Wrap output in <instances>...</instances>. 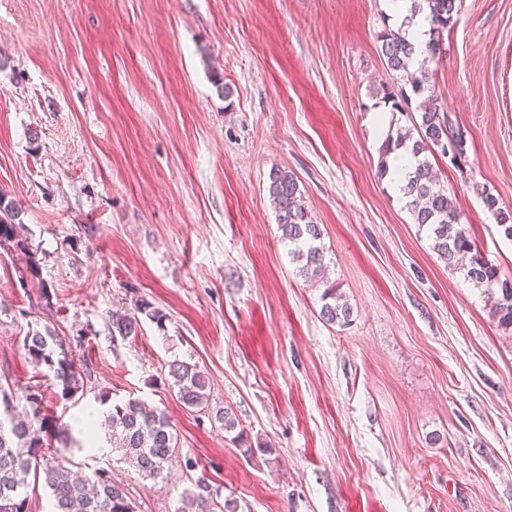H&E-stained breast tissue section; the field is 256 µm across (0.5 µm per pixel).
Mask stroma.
I'll return each mask as SVG.
<instances>
[{"instance_id":"35a3bbf8","label":"stroma","mask_w":512,"mask_h":512,"mask_svg":"<svg viewBox=\"0 0 512 512\" xmlns=\"http://www.w3.org/2000/svg\"><path fill=\"white\" fill-rule=\"evenodd\" d=\"M388 14V0H0V196L40 262L35 280L0 249V385L38 380L29 329H86L90 390L46 388L47 405L67 422L101 394L138 398L177 433L155 478L106 447L73 451L134 512H174L200 479L239 512H512V329L379 172L408 124L373 121L395 81ZM444 45L430 70L467 154L431 163L480 254L512 274V238L472 189L512 209V0H461ZM276 168L321 226L349 325L321 319V288L281 240ZM142 298L163 325L113 335V312ZM176 359L207 373L204 411L170 387ZM224 408L255 457L215 420Z\"/></svg>"}]
</instances>
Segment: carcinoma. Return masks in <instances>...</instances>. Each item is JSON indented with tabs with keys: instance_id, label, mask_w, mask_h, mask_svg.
I'll use <instances>...</instances> for the list:
<instances>
[{
	"instance_id": "carcinoma-1",
	"label": "carcinoma",
	"mask_w": 512,
	"mask_h": 512,
	"mask_svg": "<svg viewBox=\"0 0 512 512\" xmlns=\"http://www.w3.org/2000/svg\"><path fill=\"white\" fill-rule=\"evenodd\" d=\"M461 0H411L410 15L426 14L429 38L417 51L408 40L403 24L385 26L377 36L387 68L396 73L397 86L384 90L382 99L393 112L416 111L418 120L413 127L418 138L410 132L387 136L382 147L381 174L387 173L389 156L400 150L412 159V165L402 186L406 206L414 223L426 229L432 248L448 267L459 269L464 279L476 287H485L496 295L492 313L498 323L512 327V280L501 278L498 268L486 262L475 242L466 234L448 188L440 184L427 156L438 149L442 155L454 149L465 158L462 136L454 129L448 108L429 73L428 63L439 57L444 32L455 24ZM269 196L274 205L281 238L288 245V255L299 263V274L307 279L318 277L325 268V252L320 245L322 231L305 207L302 190L291 173L275 169L269 174ZM487 209L493 213L504 234L512 237V212L499 206L493 195L473 184ZM22 221L12 203L0 197V248H7L28 257L27 271L34 277L39 273V261L30 247L28 237L19 231ZM321 318L329 323H350V307L341 300L336 286L329 284L321 296ZM158 325L165 315L145 299L136 303L133 315L112 318V335L128 338L138 335L141 318ZM84 329L76 331L72 341L56 334L49 327L31 329L23 339L25 358L37 370H46L44 377L58 389V398L71 401L86 393L91 374L74 350L84 343ZM170 384L177 389L179 402L192 411L208 407L210 382L197 365L182 360L169 364ZM27 407L22 419L12 416L13 396L0 389V512H30L28 490L31 471L45 470L46 485L54 499V512H134L123 490L112 483L111 476L101 469L87 475L66 466L60 454L62 448H83L74 440L68 425L50 412L45 393L39 383L21 391ZM216 420L227 433L236 432L232 441L246 446L252 457L254 450L247 445L243 431L232 412L225 410ZM98 426L106 430L110 448L145 477L161 474L176 447L169 418L136 398L116 401L99 416ZM208 486L199 480L196 489L184 491L176 512H238L237 503L226 499L212 508Z\"/></svg>"
}]
</instances>
